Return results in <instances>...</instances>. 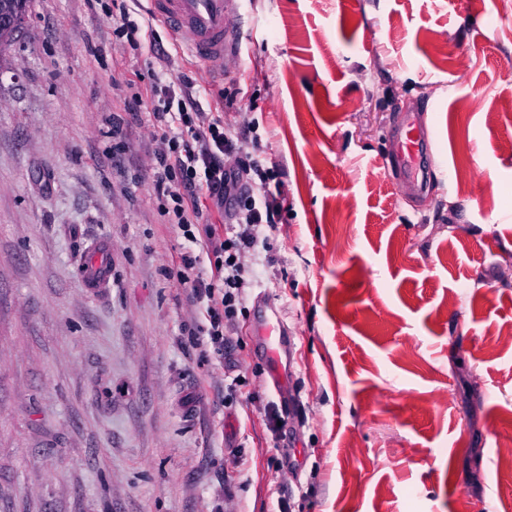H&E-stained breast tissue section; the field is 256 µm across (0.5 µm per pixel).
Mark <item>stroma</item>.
<instances>
[{"label": "stroma", "instance_id": "obj_1", "mask_svg": "<svg viewBox=\"0 0 512 512\" xmlns=\"http://www.w3.org/2000/svg\"><path fill=\"white\" fill-rule=\"evenodd\" d=\"M127 7L135 45L108 5L30 0L0 48V512H512V0H241L220 75ZM184 72L258 121L283 182L220 363L188 334L150 108L127 106ZM411 114L420 196L389 166ZM79 272L84 288L98 291L112 285V246L101 240L91 249V255L85 258ZM254 332L266 353L273 380L279 384L288 374V344L278 311L271 306L262 307Z\"/></svg>", "mask_w": 512, "mask_h": 512}]
</instances>
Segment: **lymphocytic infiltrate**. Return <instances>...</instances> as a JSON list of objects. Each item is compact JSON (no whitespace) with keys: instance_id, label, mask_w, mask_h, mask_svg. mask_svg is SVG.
Wrapping results in <instances>:
<instances>
[{"instance_id":"obj_1","label":"lymphocytic infiltrate","mask_w":512,"mask_h":512,"mask_svg":"<svg viewBox=\"0 0 512 512\" xmlns=\"http://www.w3.org/2000/svg\"><path fill=\"white\" fill-rule=\"evenodd\" d=\"M193 88L184 74L155 81L133 101L150 103L153 125L161 132L152 186L162 215L189 244L180 254V283L189 302L204 313L192 330L194 344L220 361L251 285L249 259L265 245L283 207L282 183L276 167L265 166L244 148L256 141L258 121L227 124L220 113L204 111ZM214 212L226 223L220 236L207 224ZM197 242L203 255L191 249ZM205 255L210 264L202 263Z\"/></svg>"}]
</instances>
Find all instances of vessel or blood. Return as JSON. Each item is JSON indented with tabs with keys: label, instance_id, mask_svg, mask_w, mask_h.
<instances>
[{
	"label": "vessel or blood",
	"instance_id": "b4317fda",
	"mask_svg": "<svg viewBox=\"0 0 512 512\" xmlns=\"http://www.w3.org/2000/svg\"><path fill=\"white\" fill-rule=\"evenodd\" d=\"M153 14L167 23L188 53L202 61L214 74L224 71L225 60L236 56L239 42L234 19L239 0H150ZM401 143L399 155L408 185H416L428 142L417 120L404 121L397 131ZM79 272L85 288L98 291L112 284V246L99 241L85 258ZM254 332L261 342L274 381L288 371V344L279 314L270 306L262 307Z\"/></svg>",
	"mask_w": 512,
	"mask_h": 512
}]
</instances>
